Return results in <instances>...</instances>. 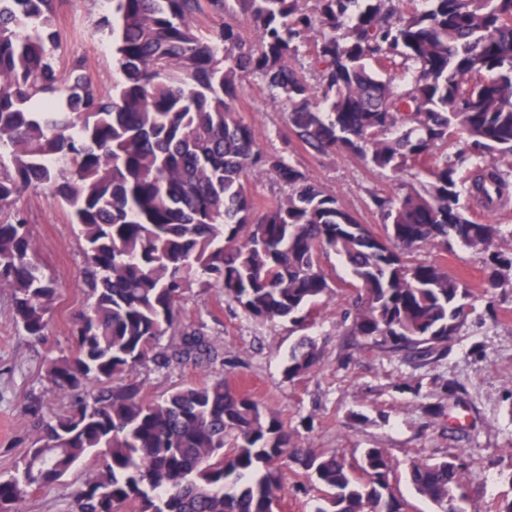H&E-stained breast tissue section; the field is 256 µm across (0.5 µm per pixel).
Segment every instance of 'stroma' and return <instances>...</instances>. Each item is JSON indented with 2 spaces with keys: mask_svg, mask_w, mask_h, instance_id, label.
I'll use <instances>...</instances> for the list:
<instances>
[{
  "mask_svg": "<svg viewBox=\"0 0 512 512\" xmlns=\"http://www.w3.org/2000/svg\"><path fill=\"white\" fill-rule=\"evenodd\" d=\"M110 0H60L55 20L61 49L56 67L67 70L82 59L94 88L111 93L120 80L112 55V39L103 29ZM240 118L253 127L260 146L281 150L287 131L285 110L266 82L244 77L239 86ZM314 181L335 192L374 232L383 226L371 200L398 193L400 182L370 169L354 155L322 157L304 149L292 156ZM15 206L27 218L35 257L57 288L58 299L45 336H26L16 325L11 295L0 290V475L21 460L34 434L28 410L39 402L45 413L75 401L46 376L49 359L69 353L72 321L87 310L82 242L67 208L49 190L30 189ZM418 259L437 261L472 290L473 312L448 343L446 356L419 369L388 359L377 351L347 346L343 315L354 295L347 288L349 272L336 255L322 266L336 285L334 297L320 306L315 323L298 328L282 321L264 323L247 316L232 300L213 288L193 287L180 303L183 324L203 328L220 352L210 364L191 361L159 368L141 366L136 377L147 398L159 399L187 384L224 375L234 387L249 392L261 405L277 412L295 447L317 452L338 451L358 458L364 448L387 449L393 462L390 482L407 502L408 512H435L415 495L404 470L419 458H438L460 448L478 472L466 504L467 512H494L497 500L512 495V415L505 410L504 392L512 387V291L484 290L483 254L457 246L445 252L418 251ZM316 340L321 350L318 369L295 381L285 380L281 364L301 336ZM462 382L467 392L455 402L440 388L439 376ZM421 383L414 391L412 383ZM91 465L78 467L63 481L28 495L21 512H74L76 495Z\"/></svg>",
  "mask_w": 512,
  "mask_h": 512,
  "instance_id": "obj_1",
  "label": "stroma"
}]
</instances>
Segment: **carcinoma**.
Here are the masks:
<instances>
[{"label": "carcinoma", "mask_w": 512, "mask_h": 512, "mask_svg": "<svg viewBox=\"0 0 512 512\" xmlns=\"http://www.w3.org/2000/svg\"><path fill=\"white\" fill-rule=\"evenodd\" d=\"M112 0L105 20L122 79L99 94L81 60L55 66L57 0H0V288L15 321L45 336L57 293L35 258L28 189L47 187L84 242L89 310L72 351L46 373L87 397L38 417L0 512L87 459L77 512H276L282 468L298 463L318 490L314 512H406L384 448L359 460L299 453L280 416L219 376L148 400L134 372L152 362L218 356L180 301L201 275L248 316L305 327L335 293L321 265L335 254L356 295L350 345L419 366L439 360L469 315L471 290L437 262L413 258L458 244L488 254L485 292L512 286L502 234L463 201L503 207L512 185V0ZM203 16L220 23L202 33ZM258 34L249 41L242 24ZM308 45V82L299 62ZM264 79L287 112L285 148L353 154L367 166L426 177L372 199L377 234L336 193L282 153H263L239 117L242 77ZM269 174L283 197L258 206L249 182ZM171 340L162 347L160 340ZM305 336L285 379L314 372ZM406 479L437 512H466L465 453L409 463Z\"/></svg>", "instance_id": "cac0c4a2"}]
</instances>
